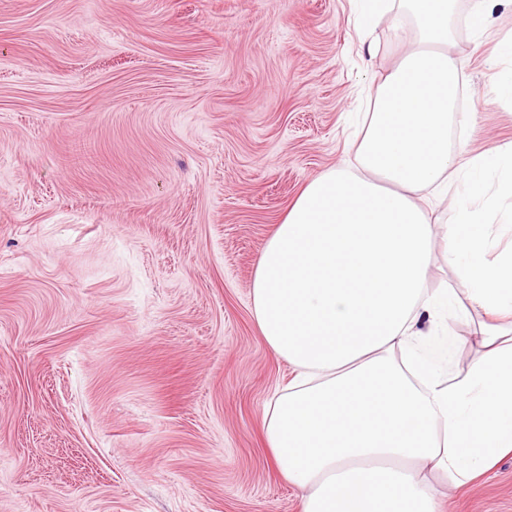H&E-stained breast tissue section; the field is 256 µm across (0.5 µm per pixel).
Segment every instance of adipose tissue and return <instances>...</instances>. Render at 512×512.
I'll return each mask as SVG.
<instances>
[{"label": "adipose tissue", "instance_id": "adipose-tissue-1", "mask_svg": "<svg viewBox=\"0 0 512 512\" xmlns=\"http://www.w3.org/2000/svg\"><path fill=\"white\" fill-rule=\"evenodd\" d=\"M363 25L402 4L417 30L375 78L351 141L353 165L312 179L257 261L252 313L293 369L263 412L275 465L304 492L301 512H440L457 489L512 454V252L490 257L488 187L512 198V143L461 162L448 142L460 73L450 48L457 0H359ZM462 178L456 221L436 233L435 196ZM483 312L482 356L450 383L424 325L456 331L447 294H426L434 247ZM406 354L405 364L393 360Z\"/></svg>", "mask_w": 512, "mask_h": 512}]
</instances>
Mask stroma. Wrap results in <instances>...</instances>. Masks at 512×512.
Returning a JSON list of instances; mask_svg holds the SVG:
<instances>
[{"mask_svg":"<svg viewBox=\"0 0 512 512\" xmlns=\"http://www.w3.org/2000/svg\"><path fill=\"white\" fill-rule=\"evenodd\" d=\"M465 157L512 142V9L462 20ZM356 0H0V512H300L260 252L393 68ZM447 512H512V455Z\"/></svg>","mask_w":512,"mask_h":512,"instance_id":"stroma-1","label":"stroma"}]
</instances>
